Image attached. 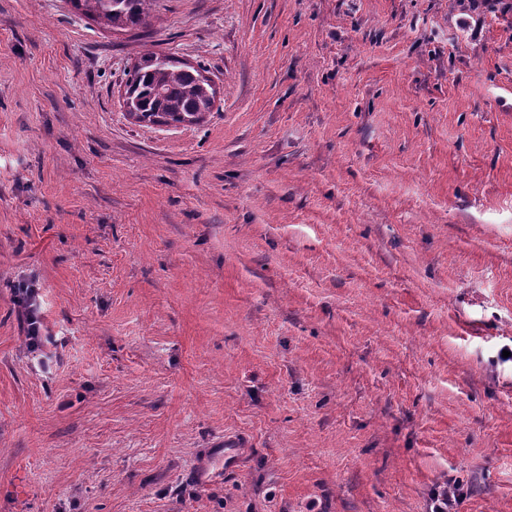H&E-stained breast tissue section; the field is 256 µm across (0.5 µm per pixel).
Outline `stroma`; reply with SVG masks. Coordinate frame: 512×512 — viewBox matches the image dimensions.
<instances>
[{"label": "stroma", "instance_id": "1", "mask_svg": "<svg viewBox=\"0 0 512 512\" xmlns=\"http://www.w3.org/2000/svg\"><path fill=\"white\" fill-rule=\"evenodd\" d=\"M507 348L512 0H0V512H512ZM72 6L112 29H134L146 24L153 0H70ZM194 67L174 56L146 48L128 72L124 98L138 122L196 125L212 112L216 88ZM43 284L36 273H30L17 282L14 288V304L23 325L27 345L32 352H41L43 358L51 356L44 353L50 343L42 309ZM465 496L463 485L456 479L437 483L429 493L428 512H458L459 503Z\"/></svg>", "mask_w": 512, "mask_h": 512}]
</instances>
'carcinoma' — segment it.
Returning a JSON list of instances; mask_svg holds the SVG:
<instances>
[{
    "label": "carcinoma",
    "mask_w": 512,
    "mask_h": 512,
    "mask_svg": "<svg viewBox=\"0 0 512 512\" xmlns=\"http://www.w3.org/2000/svg\"><path fill=\"white\" fill-rule=\"evenodd\" d=\"M153 0H70L72 6L112 29H134L146 24ZM194 67L151 48L142 51L128 72L124 98L128 113L139 122L196 125L213 111L216 88Z\"/></svg>",
    "instance_id": "1"
}]
</instances>
